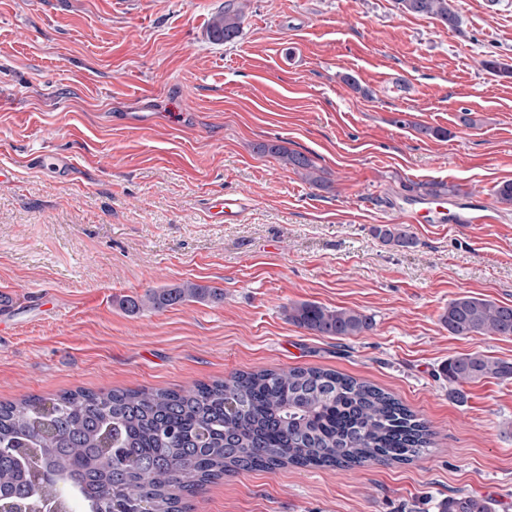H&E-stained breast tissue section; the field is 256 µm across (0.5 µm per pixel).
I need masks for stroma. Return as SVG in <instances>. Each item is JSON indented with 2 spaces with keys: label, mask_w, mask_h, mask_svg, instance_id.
<instances>
[{
  "label": "stroma",
  "mask_w": 512,
  "mask_h": 512,
  "mask_svg": "<svg viewBox=\"0 0 512 512\" xmlns=\"http://www.w3.org/2000/svg\"><path fill=\"white\" fill-rule=\"evenodd\" d=\"M245 3L240 36L218 44L224 0H0V287L18 296L0 401L332 369L424 418L428 453L227 475L192 512H440L461 494L512 512V380L441 373L472 352L512 360V338L453 336L440 321L462 294L512 304V210L464 226L396 211L411 184L457 188L455 209L512 180V78L483 65L512 66V0H455V30L395 0ZM262 143L309 156L325 187ZM51 155L71 160L68 177ZM227 194L248 201L229 223L206 208ZM381 224L413 246L383 243ZM186 280L223 300L121 305ZM46 291L52 309L31 308ZM298 302L374 325L318 336L289 322Z\"/></svg>",
  "instance_id": "35a3bbf8"
}]
</instances>
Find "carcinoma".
Instances as JSON below:
<instances>
[{
  "instance_id": "cac0c4a2",
  "label": "carcinoma",
  "mask_w": 512,
  "mask_h": 512,
  "mask_svg": "<svg viewBox=\"0 0 512 512\" xmlns=\"http://www.w3.org/2000/svg\"><path fill=\"white\" fill-rule=\"evenodd\" d=\"M403 12L455 28L452 0H397ZM245 4L226 0L210 36L236 39ZM312 184L322 183L310 157L280 144H262ZM386 244L414 241L395 225L375 228ZM224 292L184 282L129 297L132 312L161 310L186 301L221 300ZM288 321L319 336H356L373 327L363 312L301 302L288 307ZM440 321L453 336H512V305L471 295L448 301ZM448 381L512 380V361L479 352L448 361ZM49 428L32 430L39 418ZM425 422L393 394L362 379L320 367L234 373L224 380L180 389L67 391L54 398L24 397L0 403V495L33 503L44 496L62 512H188L189 499L206 483L238 470H272L288 464L351 467L405 463L423 454ZM27 442L34 465L58 476L39 486L22 476L12 448ZM441 512H491L476 496L450 497Z\"/></svg>"
}]
</instances>
